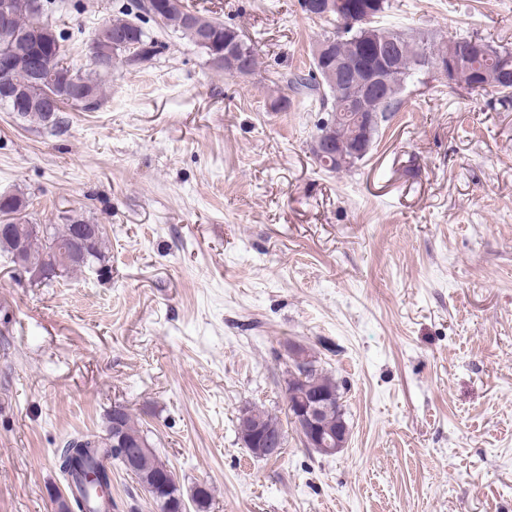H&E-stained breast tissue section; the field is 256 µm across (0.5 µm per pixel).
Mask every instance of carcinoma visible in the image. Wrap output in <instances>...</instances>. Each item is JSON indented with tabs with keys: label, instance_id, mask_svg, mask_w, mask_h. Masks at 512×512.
<instances>
[{
	"label": "carcinoma",
	"instance_id": "cac0c4a2",
	"mask_svg": "<svg viewBox=\"0 0 512 512\" xmlns=\"http://www.w3.org/2000/svg\"><path fill=\"white\" fill-rule=\"evenodd\" d=\"M36 2L12 0L15 18L11 27H0V55L26 56L30 59L37 57L47 78L32 77L29 66H24L13 75L20 88V95H0V104L7 105L17 117L38 121L60 134L66 128L63 112L68 107H74V100L81 94L86 93L99 101L103 100L104 77L112 73V34L123 33L127 43L136 50L135 56L120 59L127 67H137L154 59L160 45L141 25L117 17L105 23L95 40L99 50L97 58L90 60L86 69H75L65 61L61 45L63 36L57 32L56 26L42 19V9L34 7ZM134 4L137 10L135 19L155 17L158 24L180 34L204 53H209V47L199 42L198 32L184 24L179 12H161L156 0H134ZM323 20L335 26L332 35L339 39L338 54L354 59L370 49L369 45L355 38V31L344 30L343 20L337 14L325 15ZM232 31V27L217 18L209 17L204 23L205 35L219 47L224 46V38ZM401 35L396 81L402 87L416 79V74L421 71L418 64L423 48H428L433 55L438 56L448 52V46L438 45L432 40L426 43L424 37H416L404 31ZM468 39L476 40L477 45L473 46L469 54L468 64L457 74L456 85L465 87L472 95L494 90L501 95L502 101H512V82L503 83L496 77L502 56L506 54L512 58V51L493 45L485 37L470 35ZM289 83L331 112L334 111L335 101L346 93V89L341 86L319 81L311 69L293 75ZM400 107L399 101L381 107L377 112L378 123L372 128L371 135H376L379 128L389 122ZM355 126L352 113L343 112L337 117L334 127L326 130L320 126L318 131H328V138L335 145H349L354 141ZM27 208L25 198L14 193L0 194V223L12 225L14 234L28 241L31 261L52 273L49 280L95 266L102 271L108 270L106 240L102 229H97L92 241L83 247L77 241V233L86 224L85 220L65 216L64 223L59 226L31 224L24 214ZM299 374L301 371L296 365L288 374L286 393L289 406L298 402L308 386L328 394H340L336 378L321 368L315 369L302 380L297 378ZM248 414V419L237 420L238 434L242 439L250 436L259 426L283 429L277 416L259 406L248 407ZM343 421L344 413L333 410L320 419V430L322 434L334 438L341 433ZM118 438L126 444L148 442L130 411L121 405L107 412L103 431L74 437L66 441L64 447L57 452L56 466L67 482V488L71 489L70 500L75 504V512H91L92 501L102 495L112 496V463L122 462L113 444ZM156 501L160 504L161 512H179L183 494L178 487L172 486L159 491Z\"/></svg>",
	"mask_w": 512,
	"mask_h": 512
}]
</instances>
